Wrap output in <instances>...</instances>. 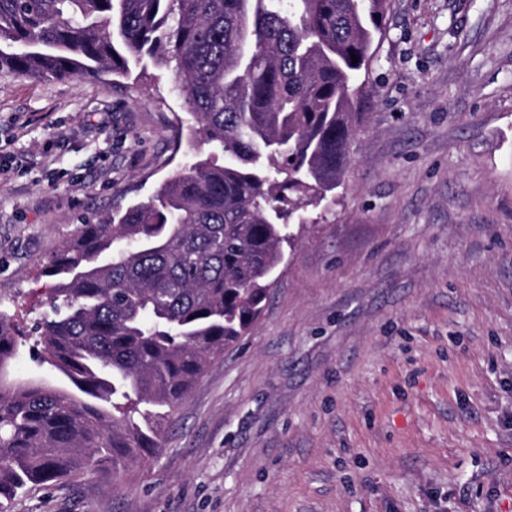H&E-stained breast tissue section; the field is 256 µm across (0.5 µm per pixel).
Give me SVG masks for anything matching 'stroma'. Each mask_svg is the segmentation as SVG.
I'll list each match as a JSON object with an SVG mask.
<instances>
[{
	"mask_svg": "<svg viewBox=\"0 0 512 512\" xmlns=\"http://www.w3.org/2000/svg\"><path fill=\"white\" fill-rule=\"evenodd\" d=\"M320 223L291 228L264 312L173 411L162 450L8 512H512V0H391ZM170 68L0 74V312L86 218L151 197L177 142Z\"/></svg>",
	"mask_w": 512,
	"mask_h": 512,
	"instance_id": "1",
	"label": "stroma"
}]
</instances>
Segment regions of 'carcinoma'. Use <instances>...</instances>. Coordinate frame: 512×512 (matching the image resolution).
<instances>
[{
	"instance_id": "1",
	"label": "carcinoma",
	"mask_w": 512,
	"mask_h": 512,
	"mask_svg": "<svg viewBox=\"0 0 512 512\" xmlns=\"http://www.w3.org/2000/svg\"><path fill=\"white\" fill-rule=\"evenodd\" d=\"M390 0H0V69L35 80L173 64L214 155L83 224L43 268L17 382L0 313V512L34 485L161 448L179 401L260 318L288 226L336 203ZM358 58L352 62L351 56ZM18 351L15 359L13 360L11 372L13 378L20 380L37 378L47 383L55 384L56 379L52 375L49 368L45 365L39 367L37 362L33 361L30 356V348L34 344L33 338L29 339V336H24L19 342Z\"/></svg>"
}]
</instances>
